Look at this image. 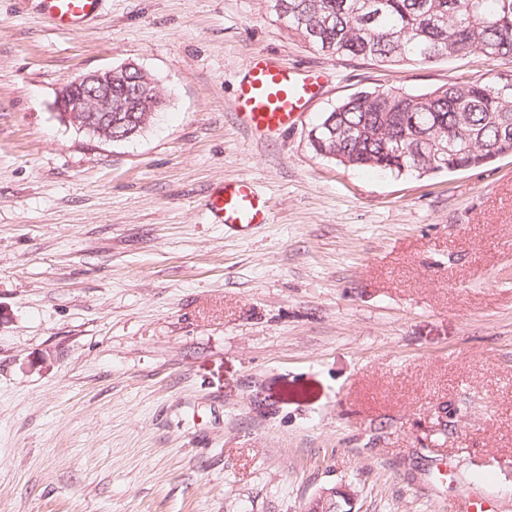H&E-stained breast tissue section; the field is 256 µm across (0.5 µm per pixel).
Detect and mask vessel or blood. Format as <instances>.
Listing matches in <instances>:
<instances>
[{
  "label": "vessel or blood",
  "instance_id": "1",
  "mask_svg": "<svg viewBox=\"0 0 512 512\" xmlns=\"http://www.w3.org/2000/svg\"><path fill=\"white\" fill-rule=\"evenodd\" d=\"M103 2L40 0V5L56 26L76 32L98 13ZM322 83L319 73L294 72L270 57L255 55L238 85L237 117L257 137L286 132L318 94ZM209 212L215 223L246 231L268 223L271 208L251 179L236 177L213 193Z\"/></svg>",
  "mask_w": 512,
  "mask_h": 512
}]
</instances>
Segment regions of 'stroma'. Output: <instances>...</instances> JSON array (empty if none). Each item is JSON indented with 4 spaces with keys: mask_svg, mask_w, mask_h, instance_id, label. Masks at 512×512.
<instances>
[{
    "mask_svg": "<svg viewBox=\"0 0 512 512\" xmlns=\"http://www.w3.org/2000/svg\"><path fill=\"white\" fill-rule=\"evenodd\" d=\"M326 72L287 133L235 115L251 57ZM134 62L167 103L130 142L54 108ZM512 59L317 53L267 0H104L71 32L0 0V512H512V154L391 175L308 132L361 91ZM246 176L269 223H213ZM352 494L346 490L325 488L313 496L304 508V512H354L352 506ZM337 499L343 501V504L337 502ZM343 510H335V508Z\"/></svg>",
    "mask_w": 512,
    "mask_h": 512,
    "instance_id": "1",
    "label": "stroma"
}]
</instances>
